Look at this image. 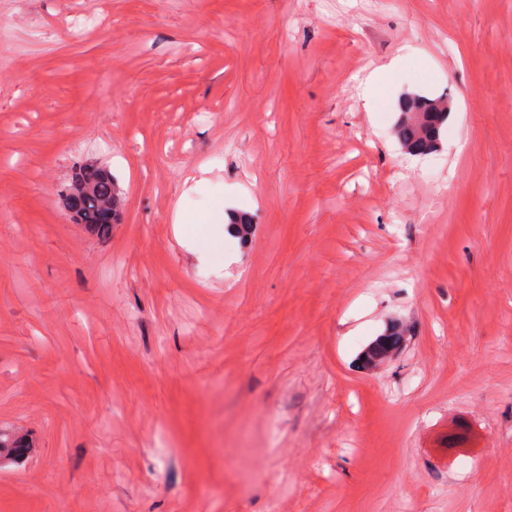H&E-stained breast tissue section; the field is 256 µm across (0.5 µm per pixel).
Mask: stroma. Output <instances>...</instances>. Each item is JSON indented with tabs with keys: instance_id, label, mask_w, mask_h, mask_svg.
Listing matches in <instances>:
<instances>
[{
	"instance_id": "obj_1",
	"label": "stroma",
	"mask_w": 512,
	"mask_h": 512,
	"mask_svg": "<svg viewBox=\"0 0 512 512\" xmlns=\"http://www.w3.org/2000/svg\"><path fill=\"white\" fill-rule=\"evenodd\" d=\"M0 17V512H512V0ZM409 95L449 102L426 156ZM446 116L437 128L428 129L425 131V139H417L413 129L409 128L405 119L400 117L396 126V135L401 144H403L411 152H428L436 148L442 132L443 124L447 117V108L443 110ZM74 179L91 186L94 191L93 196L74 199L83 224H85L84 227L99 237H108L111 234L112 226L100 224L98 213L102 209L101 204L107 202L112 203V210H115L114 220L119 212V192L117 194L112 173L103 166L87 165L79 170ZM33 446L31 439L24 435L0 432V464L13 463L16 458L30 451Z\"/></svg>"
}]
</instances>
